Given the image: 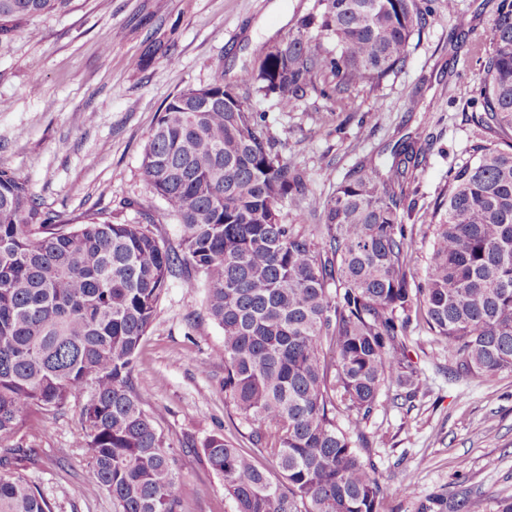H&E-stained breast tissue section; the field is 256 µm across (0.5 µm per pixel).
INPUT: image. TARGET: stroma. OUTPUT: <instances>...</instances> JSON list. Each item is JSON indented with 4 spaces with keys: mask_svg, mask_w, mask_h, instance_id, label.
<instances>
[{
    "mask_svg": "<svg viewBox=\"0 0 512 512\" xmlns=\"http://www.w3.org/2000/svg\"><path fill=\"white\" fill-rule=\"evenodd\" d=\"M449 1L431 0L405 67L380 84L331 101L320 93L331 77L320 73L290 112L254 87L237 89L263 115L275 152L303 169L309 190L322 197L356 167L386 170L395 144L415 139L419 165L400 213L416 232L409 268L418 279L430 251L425 216L442 198L449 170L473 161L474 146L487 138L476 121L479 64L457 42ZM317 8L318 0H71L22 24L0 38V100L10 104L0 112V166L70 224L96 212L117 224L146 213L153 231L177 246V221L141 169L162 106L219 74L236 82L264 43L303 33ZM204 296L200 276L169 281L133 381L167 444L182 452L177 491L192 512H236L222 478L194 452L216 433L248 447L250 432L226 410L223 364L197 368L224 340ZM409 355L421 379L416 397L403 405L394 391H382L365 428L390 512H417L443 491L448 512L466 496L499 512L512 497V373L450 377L447 351L421 321L410 328ZM78 430L77 407L32 413L17 439L39 456L24 473L53 512H112L111 498L85 479L87 459L73 445Z\"/></svg>",
    "mask_w": 512,
    "mask_h": 512,
    "instance_id": "obj_1",
    "label": "stroma"
}]
</instances>
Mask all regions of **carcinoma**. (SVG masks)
<instances>
[{
	"label": "carcinoma",
	"mask_w": 512,
	"mask_h": 512,
	"mask_svg": "<svg viewBox=\"0 0 512 512\" xmlns=\"http://www.w3.org/2000/svg\"><path fill=\"white\" fill-rule=\"evenodd\" d=\"M69 0H0V36ZM285 45L269 43L242 85L295 108L328 72L332 100L404 68L429 8L424 0H324ZM331 47H326L323 40ZM477 123L497 140L449 171L429 214L423 281L409 273L414 228L400 213L417 153L404 141L383 177L349 173L332 196L264 139L262 116L224 76L164 105L141 167L180 226L165 245L151 219L96 214L73 228L41 210L0 166V439L34 411L78 404L74 447L112 512H191L177 491L178 455L132 382V365L168 280L190 270L224 342L198 363L224 362V398L251 426L254 452L222 435L201 448L236 512H384L375 464L361 455L381 390L410 400L419 385L407 329L423 316L454 378L512 373V0H496L475 89ZM322 215L287 224L283 207ZM33 449L0 448V466ZM274 464L276 476L257 456ZM0 512H52L29 482L0 474Z\"/></svg>",
	"instance_id": "1"
}]
</instances>
